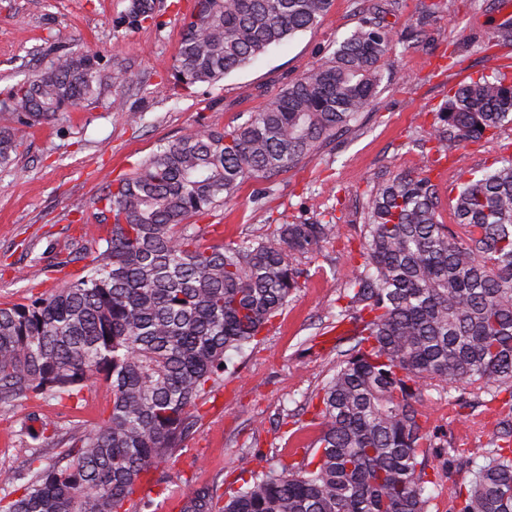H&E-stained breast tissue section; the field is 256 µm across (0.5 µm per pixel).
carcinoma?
<instances>
[{
  "label": "carcinoma",
  "mask_w": 512,
  "mask_h": 512,
  "mask_svg": "<svg viewBox=\"0 0 512 512\" xmlns=\"http://www.w3.org/2000/svg\"><path fill=\"white\" fill-rule=\"evenodd\" d=\"M332 0H195L173 64L174 84H213L314 26ZM397 0L370 15L320 66L230 129L191 131L160 147L99 197L101 236L56 262H84L50 294L0 306V402L79 399L104 384L101 422L67 435L52 421L30 432L20 470L0 469V512H148L146 486L202 419L241 353L288 305L309 271L302 258L336 240L330 218L279 224L268 234L208 246L189 219L313 157L373 106L391 50ZM439 3H421L419 34ZM132 21L154 19L152 0H130ZM98 55L79 48L11 87L0 111L23 125L90 101ZM512 123V74L460 85L437 113L430 140L490 138ZM0 127V166L17 152ZM431 178L399 174L363 203L361 262L344 274L333 321L354 326L318 394L321 432L299 462L241 457L249 479L229 495L192 488L178 512H431L427 472L447 434L423 411L428 392L448 405L499 400L509 413L496 443L469 454L471 479L449 487L456 512H512V157L459 184L457 230L438 221ZM507 398L500 399L501 395Z\"/></svg>",
  "instance_id": "obj_1"
}]
</instances>
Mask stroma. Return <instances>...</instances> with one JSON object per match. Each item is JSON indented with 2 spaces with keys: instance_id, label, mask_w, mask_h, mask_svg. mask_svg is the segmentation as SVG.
I'll use <instances>...</instances> for the list:
<instances>
[{
  "instance_id": "obj_1",
  "label": "stroma",
  "mask_w": 512,
  "mask_h": 512,
  "mask_svg": "<svg viewBox=\"0 0 512 512\" xmlns=\"http://www.w3.org/2000/svg\"><path fill=\"white\" fill-rule=\"evenodd\" d=\"M506 0H441L436 19L414 35L419 0H399L389 66L380 94L356 127L337 133L319 152L272 186L251 180L197 225L216 224L225 240L270 232L275 225L339 217V237L306 260L310 270L282 314L256 346L233 356V373L197 432L161 469L173 496L197 483L238 489L242 454L258 449L271 460H292L311 445L318 428L309 401L331 376L336 352L349 348L351 324L332 326L347 254L361 250L362 205L378 182L429 170L439 195L437 218L453 224L452 199L460 182L512 156V124L494 139L449 146L446 156L426 154L435 114L457 85L512 72V45L491 46L493 28L512 23ZM372 0H333L319 23L271 47L215 84L183 90L170 81L193 0H154L158 19L131 24L129 0H0V92L46 68L63 52L83 46L100 56L97 98L56 118L20 126L0 112V126L15 125L23 144L0 168V302L22 303L31 294L62 287L78 264L56 269L83 247L80 227L97 222L105 178L130 174L160 145L197 129L235 126L263 109L302 72L331 57L356 29ZM129 79L114 83L112 74ZM123 99L124 109L112 107ZM110 404L106 387L85 392L82 404L52 400L0 404V468L24 464L35 419L76 429L92 427ZM424 410L445 424L452 447H491L501 403L491 408L451 407L430 393Z\"/></svg>"
}]
</instances>
